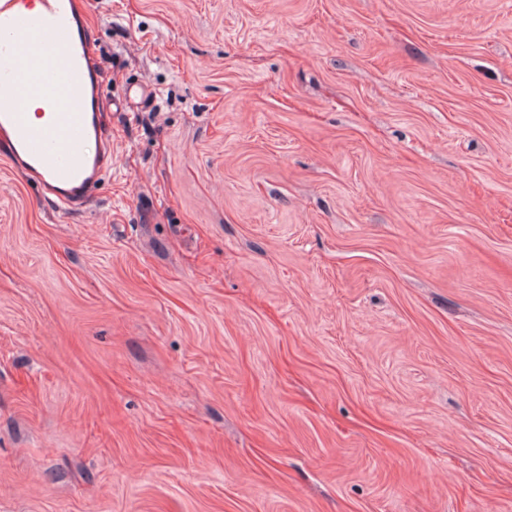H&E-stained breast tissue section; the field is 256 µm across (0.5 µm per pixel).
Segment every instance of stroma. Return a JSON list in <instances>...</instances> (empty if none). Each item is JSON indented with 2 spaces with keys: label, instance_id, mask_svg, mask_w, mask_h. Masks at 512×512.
<instances>
[{
  "label": "stroma",
  "instance_id": "stroma-1",
  "mask_svg": "<svg viewBox=\"0 0 512 512\" xmlns=\"http://www.w3.org/2000/svg\"><path fill=\"white\" fill-rule=\"evenodd\" d=\"M112 167L0 145V512H512V0H84Z\"/></svg>",
  "mask_w": 512,
  "mask_h": 512
}]
</instances>
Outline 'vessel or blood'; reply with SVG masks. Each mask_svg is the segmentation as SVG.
Returning <instances> with one entry per match:
<instances>
[{
	"instance_id": "obj_1",
	"label": "vessel or blood",
	"mask_w": 512,
	"mask_h": 512,
	"mask_svg": "<svg viewBox=\"0 0 512 512\" xmlns=\"http://www.w3.org/2000/svg\"><path fill=\"white\" fill-rule=\"evenodd\" d=\"M0 0V129L8 160L63 208L85 203L112 167L104 76L78 0ZM45 119L33 123L30 100Z\"/></svg>"
}]
</instances>
